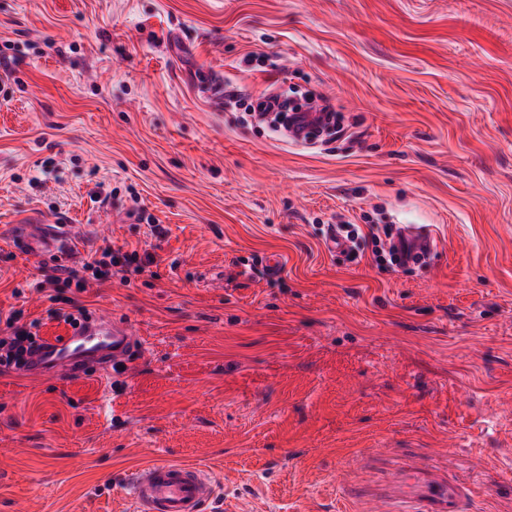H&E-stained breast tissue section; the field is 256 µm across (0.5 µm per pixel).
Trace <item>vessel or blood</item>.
Instances as JSON below:
<instances>
[{
  "mask_svg": "<svg viewBox=\"0 0 512 512\" xmlns=\"http://www.w3.org/2000/svg\"><path fill=\"white\" fill-rule=\"evenodd\" d=\"M402 240L414 255L427 256L434 249V239L426 229L414 224L402 225ZM20 251L28 253L39 243L49 242L50 253L67 260L81 238L77 224H25L14 234ZM141 348L128 328L113 318L93 316L85 326L58 340L46 342L33 358V373L64 374L82 365L102 368L126 363ZM216 486L209 472L191 464L159 459L136 470L128 484V497L134 512H203L213 500ZM467 487L455 478L434 480L422 491L423 512H461Z\"/></svg>",
  "mask_w": 512,
  "mask_h": 512,
  "instance_id": "1",
  "label": "vessel or blood"
}]
</instances>
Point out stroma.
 <instances>
[{
    "label": "stroma",
    "mask_w": 512,
    "mask_h": 512,
    "mask_svg": "<svg viewBox=\"0 0 512 512\" xmlns=\"http://www.w3.org/2000/svg\"><path fill=\"white\" fill-rule=\"evenodd\" d=\"M1 51L0 227L158 265L61 288L142 343L123 371L0 372V512H132L157 459L207 512H417L418 472L512 512V0H0ZM293 85L342 132L250 118ZM331 224L436 251L353 262ZM42 263L0 236V312L53 340ZM321 104L314 103L308 110L304 112H292L290 114V130L288 139L295 143H305L307 141L306 135L310 134L312 130L319 124L309 123L306 112H321L329 119L332 115L336 119V113L333 112L332 106L327 99H319ZM300 125H306L300 128ZM82 225L79 224H23L14 233L17 248L29 253L39 248V243H51L47 251L60 261L70 260L74 245L81 239ZM399 235L402 240L412 247V255L421 256L420 260L424 259L434 249V239L423 227L415 224L400 225ZM405 242L401 243L403 252L409 249Z\"/></svg>",
    "instance_id": "35a3bbf8"
}]
</instances>
